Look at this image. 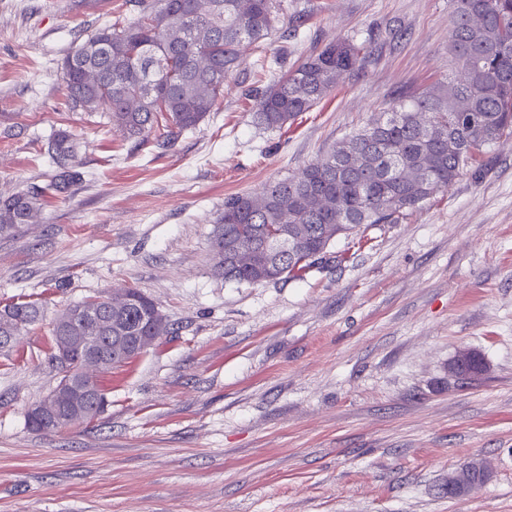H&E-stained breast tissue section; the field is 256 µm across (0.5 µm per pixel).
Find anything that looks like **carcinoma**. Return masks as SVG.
I'll return each instance as SVG.
<instances>
[{"mask_svg": "<svg viewBox=\"0 0 512 512\" xmlns=\"http://www.w3.org/2000/svg\"><path fill=\"white\" fill-rule=\"evenodd\" d=\"M136 18L117 17L67 55L61 64L72 108L107 112L129 139L161 144L194 129L217 110L224 80L240 64V49L283 28L278 0H136ZM449 53L462 80L403 96L390 111L350 137L351 154L337 151L298 175L261 191L224 199L214 235L213 271L226 280L257 284L266 274L246 264L224 271V255L239 247L267 250L283 261L286 277L302 276L310 262L282 250L270 227L292 225L310 253L326 232L347 237L362 225L394 224L444 190L475 152L512 133V0H453ZM360 49L348 40L329 44L286 71L255 96L257 124L276 129L309 111L336 82L359 68ZM47 154L59 169L40 193L0 198V238L12 236L39 209L40 196L63 193L81 177L73 135L61 132ZM112 322L114 336H146L157 304L136 289ZM42 319L32 302L0 308L12 335ZM111 367L135 358L109 348Z\"/></svg>", "mask_w": 512, "mask_h": 512, "instance_id": "1", "label": "carcinoma"}]
</instances>
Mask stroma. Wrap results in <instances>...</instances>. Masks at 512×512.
<instances>
[{
    "mask_svg": "<svg viewBox=\"0 0 512 512\" xmlns=\"http://www.w3.org/2000/svg\"><path fill=\"white\" fill-rule=\"evenodd\" d=\"M296 30L246 47L224 99L169 146L71 109L60 64L131 0H0V197L44 185L47 142L82 178L0 238V306L43 318L0 351V512H512V136L395 224L336 238L302 277L212 271L226 197L299 173L399 97L456 77L452 0H282ZM340 39L358 71L284 127L246 94ZM277 56L275 71L258 56ZM150 296L169 330L102 375L99 416L42 434L52 325L103 292ZM476 352L481 374L450 364ZM480 458L484 484L448 496Z\"/></svg>",
    "mask_w": 512,
    "mask_h": 512,
    "instance_id": "35a3bbf8",
    "label": "stroma"
}]
</instances>
